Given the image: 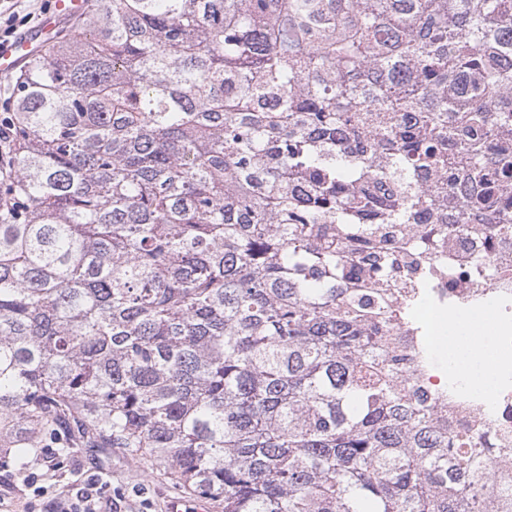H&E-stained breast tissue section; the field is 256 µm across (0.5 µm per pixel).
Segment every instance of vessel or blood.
<instances>
[{
    "instance_id": "b4317fda",
    "label": "vessel or blood",
    "mask_w": 512,
    "mask_h": 512,
    "mask_svg": "<svg viewBox=\"0 0 512 512\" xmlns=\"http://www.w3.org/2000/svg\"><path fill=\"white\" fill-rule=\"evenodd\" d=\"M85 7L86 0H54L51 13L34 31L5 43L0 42V76L10 74L48 43L54 35L59 18L81 14Z\"/></svg>"
}]
</instances>
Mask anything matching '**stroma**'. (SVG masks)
<instances>
[{"mask_svg":"<svg viewBox=\"0 0 512 512\" xmlns=\"http://www.w3.org/2000/svg\"><path fill=\"white\" fill-rule=\"evenodd\" d=\"M80 460L85 471L101 473L106 482L100 512H163L168 499L179 498L195 506V495L176 485L162 470L147 461L134 458L119 448H77L70 458L58 461L57 468L42 476L43 496L22 484L24 472L35 471L27 464L25 471L0 466V512H50L62 494L77 478L73 460Z\"/></svg>","mask_w":512,"mask_h":512,"instance_id":"35a3bbf8","label":"stroma"}]
</instances>
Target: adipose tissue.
Segmentation results:
<instances>
[{
	"label": "adipose tissue",
	"instance_id": "obj_1",
	"mask_svg": "<svg viewBox=\"0 0 512 512\" xmlns=\"http://www.w3.org/2000/svg\"><path fill=\"white\" fill-rule=\"evenodd\" d=\"M437 331L435 350L449 369L460 372L476 392L492 389L499 357L492 315L474 318L463 314L441 319Z\"/></svg>",
	"mask_w": 512,
	"mask_h": 512
}]
</instances>
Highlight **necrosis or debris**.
<instances>
[{
    "instance_id": "1",
    "label": "necrosis or debris",
    "mask_w": 512,
    "mask_h": 512,
    "mask_svg": "<svg viewBox=\"0 0 512 512\" xmlns=\"http://www.w3.org/2000/svg\"><path fill=\"white\" fill-rule=\"evenodd\" d=\"M436 264L441 273L431 287L412 289L402 284L398 296H413L414 307H426L440 317L459 312L480 313L494 304L497 340L505 357L496 363L497 383L486 393L474 392L467 383L451 378L432 354L429 324H419L415 333L398 326L400 348L412 358L409 376L415 388L436 393L447 407L443 431L468 430L490 433L497 446L483 462L495 475H512V237L477 246L458 233L454 245L439 243Z\"/></svg>"
}]
</instances>
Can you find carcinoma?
Segmentation results:
<instances>
[{"mask_svg": "<svg viewBox=\"0 0 512 512\" xmlns=\"http://www.w3.org/2000/svg\"><path fill=\"white\" fill-rule=\"evenodd\" d=\"M8 117L13 463L122 448L224 512H512L493 441L443 436L384 349L401 269L512 234V0H95Z\"/></svg>", "mask_w": 512, "mask_h": 512, "instance_id": "obj_1", "label": "carcinoma"}]
</instances>
